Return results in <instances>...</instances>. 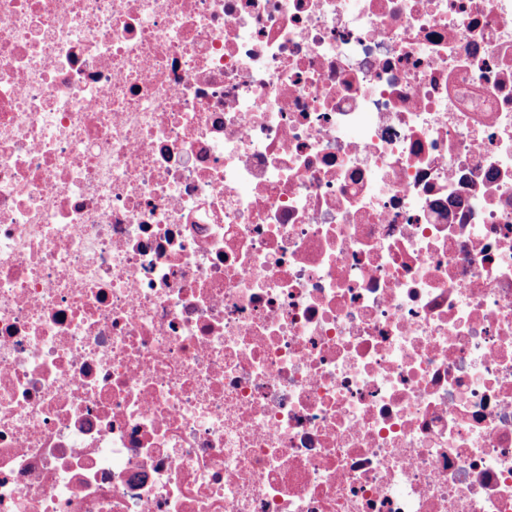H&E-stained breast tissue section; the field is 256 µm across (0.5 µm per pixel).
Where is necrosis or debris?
Instances as JSON below:
<instances>
[{
    "mask_svg": "<svg viewBox=\"0 0 512 512\" xmlns=\"http://www.w3.org/2000/svg\"><path fill=\"white\" fill-rule=\"evenodd\" d=\"M0 512H512V0H0Z\"/></svg>",
    "mask_w": 512,
    "mask_h": 512,
    "instance_id": "4bbe7bcc",
    "label": "necrosis or debris"
}]
</instances>
